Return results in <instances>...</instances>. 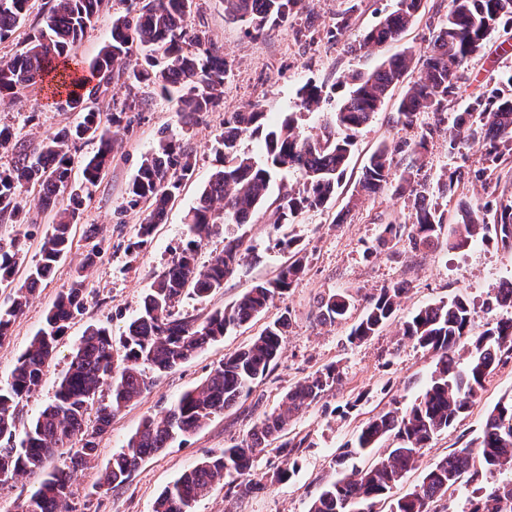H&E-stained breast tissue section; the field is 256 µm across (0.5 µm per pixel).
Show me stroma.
<instances>
[{
	"label": "stroma",
	"mask_w": 512,
	"mask_h": 512,
	"mask_svg": "<svg viewBox=\"0 0 512 512\" xmlns=\"http://www.w3.org/2000/svg\"><path fill=\"white\" fill-rule=\"evenodd\" d=\"M196 2L198 17L222 47L231 67L224 82L223 104L218 111L197 116L184 135L180 132L175 100L160 97L148 88L137 89V96L144 98L145 104L140 111L131 113L129 126L119 128L120 145L106 174L86 187L69 256L40 285L13 324L9 337L0 342L1 385L9 379L18 357L43 326L57 294L68 286L90 250L85 231L95 227L101 253L87 272L83 311L71 322L40 388L20 403L22 424H29L52 401L57 381L71 360L73 345L88 326L107 325L117 337L137 315L154 278L185 239L186 215L217 166L216 140L224 128L225 115L244 111L250 103L259 101L273 120L291 115L300 134H318L346 93L345 77L371 72L406 50L418 56L425 54L451 7V0H423L415 21L399 40L362 50L359 42L393 9L395 0H305L302 9L286 23L259 37L249 34L245 24L225 18L224 0ZM122 10L119 0H111L75 45L72 60L80 70H87L89 61L109 41L112 19ZM347 11L352 14L349 28L342 35H333L337 17ZM511 76L512 28H501L486 49L467 63L456 93L448 98L447 119L463 112L475 95L495 87L503 91L511 88L507 83ZM308 83L322 87L323 102L316 111L301 112L296 107L297 92ZM404 91V85L396 86L373 120L359 130L342 185L323 209L303 213L293 223L275 226L273 212L281 188L298 189L303 184L301 173L291 169L272 178L264 204L249 223L222 225L218 233L203 239L198 249L199 263L209 261L223 249L226 240L236 238L243 243V259L236 271L225 278L223 288L203 299L183 296L178 310L185 317L205 318L214 310L232 305L254 284L273 279L289 259L288 253L275 248L277 237L296 240L305 257V272L265 312L164 374L137 402L113 416L99 439L97 459L73 478L71 504L77 512H151L155 498L184 471L210 451L249 431L259 413L252 409L254 398L262 400L260 411H273L293 384L336 364L343 372L342 383L289 426L290 434L307 440L306 447L296 454L298 465L291 477L279 483L262 482V475L280 464L276 453L268 451L255 459L249 474L250 479L261 481L260 489L240 496L221 484L196 505V512H307L320 487L336 478L339 450L354 439L361 423L394 406L410 407L429 383L433 357L402 339L399 328L404 321L419 308L458 294L468 299L476 325L512 317V308H485L486 300L512 283V251L481 240L464 249L446 245L454 236L461 207L495 199L512 201V176L502 175L499 182L489 184L476 181L475 171L486 165L483 147L474 144L452 150L445 122H438L433 113H422L409 127L397 123V106ZM78 120V113L60 110L47 102L44 92L37 88L0 102V126H10L18 142L28 149ZM164 130L178 134L181 145L191 152L195 174L170 203L152 240L134 250L130 244L136 239L141 216L130 208L128 192L143 157L155 149ZM422 138L427 141V153L420 176L431 188L432 206L443 216V244L415 253L407 241L382 238L383 225L409 221L412 197L395 194L390 188L356 202L351 195L363 166L379 145L412 143ZM456 170L461 172V179L452 192H443L449 173ZM47 225L44 217L33 225L0 222V245H13L19 251L16 280H24L29 268L40 259ZM393 284L403 287L405 293L391 321L377 336L361 343L351 341V327L362 316L368 298ZM341 291L353 296L347 320L319 324L318 297ZM285 312L291 316V325L281 353L267 376L255 384L250 399L212 418L187 441L174 442L146 458L126 485H100L105 464L122 449L144 416L169 407L203 381L226 354L245 347ZM511 396L512 359L496 368L470 410L431 441L420 469L408 473L391 490V498L411 492L421 482L424 468L478 435L486 412L500 399Z\"/></svg>",
	"instance_id": "35a3bbf8"
}]
</instances>
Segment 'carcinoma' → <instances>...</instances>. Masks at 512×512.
I'll return each mask as SVG.
<instances>
[{"label":"carcinoma","mask_w":512,"mask_h":512,"mask_svg":"<svg viewBox=\"0 0 512 512\" xmlns=\"http://www.w3.org/2000/svg\"><path fill=\"white\" fill-rule=\"evenodd\" d=\"M120 2L126 5L125 13L113 19L111 40L88 65L96 78L93 85L71 70L68 56L109 0H51L25 48L0 58L1 100L38 87L50 94L55 104L83 114L76 126L46 136L31 152L13 144L11 129L0 126V149L15 151L13 166L0 170V221L28 222L29 211L17 194L23 184L39 187L36 209L53 214L41 244V259L30 267L21 285L13 286L17 252L0 246V288H14L10 305L0 308V342L9 336L29 296L71 250L72 226L83 197L74 189L66 207L58 202L59 194L71 182V146L90 138L97 140V149L83 160L86 185L96 184L110 165L116 140L106 126L109 118L103 98L112 85L147 84L155 94L176 99L184 128L199 114L215 111L223 100L228 62L205 26L192 22L194 0ZM29 3L0 0V40L10 37L25 19ZM301 5L302 0H224V13L261 34L287 21ZM420 6L421 0H396L395 9L367 32L360 47L397 39ZM501 24H512V0H452V8L425 54L424 76L407 86L399 101L397 121L411 125L424 112H443L448 95L458 89L460 72L469 58L484 48ZM134 46L140 49L136 59L131 54ZM412 62L413 54L404 52L390 57L372 73L354 77L334 120L316 137L302 136L291 115L279 123H268L267 112L258 103L224 118V132L218 139L221 166L211 174L187 215V242L153 282L139 313L120 337L123 355L114 354L108 327L89 326L74 348L53 401L20 430L19 404L41 385L59 341L84 308V271L100 254L99 245L92 246L69 286L48 310L45 326L19 357L10 380L0 386V483L19 473L41 470L54 456H65L62 467L47 473L30 490L21 512H74L70 504L72 473L98 455V438L112 415L140 397L158 377L188 362L227 331L256 318L288 292L304 270L301 257L274 279L253 285L232 306L216 310L200 322L175 312L184 294L207 297L222 288L224 278L239 266L241 240H229L221 252L201 265L198 239L210 236L226 222L247 223L267 196L272 171L292 168L305 177L301 189L282 193L275 224H288L305 211L325 206L344 177L355 134L378 112L391 89L404 81ZM322 101L323 90L318 85L309 83L299 91L302 109H317ZM448 131L451 149L478 143L485 147L489 166H497L505 155H512V94L496 90L487 97L474 98ZM245 135L262 139L265 163L239 152L238 142ZM425 150L424 136L408 147L407 175L400 176L398 184V191L414 197L411 222L383 227L385 237L407 236L414 252L439 244L443 227L442 215L426 203L430 186L412 179V169L422 168ZM395 152L384 143L370 155L358 181L359 192L376 194L392 184ZM194 171L192 154L180 146L174 134L161 132L157 148L142 160L129 191L131 206L147 204L131 247L147 244ZM491 206L495 207L492 224L486 223L479 208L461 210V224L451 247L465 248L479 237L512 250V202H486L485 207ZM403 293V288L393 285L371 295L363 316L351 328V340L361 342L376 335L391 320ZM350 307L351 296L346 292L322 296L318 319L330 324L345 320ZM290 321V313H282L249 345L225 357L200 384L184 392L163 415L145 417L122 450L106 463L102 484L112 488L126 484L145 458L185 440L248 398L277 359ZM401 336L436 356L429 385L410 407L381 411L360 426L355 442L341 448L338 459L371 452L385 440L394 446L370 466L353 469L321 486L309 512H441L438 503L465 481L478 484L479 496L471 512H512V479L501 478V474L512 472V397L501 399L486 413L477 438L431 466L413 491L389 499L391 489L420 466L430 441L469 411L499 363L512 358V318L487 322L479 329L469 301L456 295L415 311L403 323ZM460 350L466 353L462 367L456 358ZM341 381V372L328 366L297 382L286 392L280 408L263 413L242 439L209 453L166 487L155 499L152 512H194L214 486H233L275 441L282 460L270 479H288L297 466L294 451L304 443L302 439L297 443L284 439L290 422ZM75 440L80 447L72 450L69 444Z\"/></svg>","instance_id":"1"}]
</instances>
